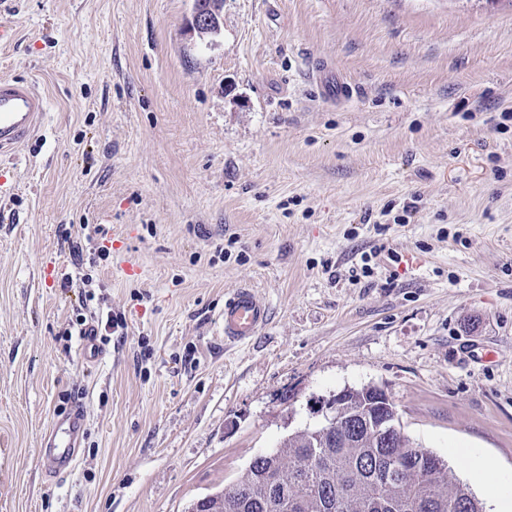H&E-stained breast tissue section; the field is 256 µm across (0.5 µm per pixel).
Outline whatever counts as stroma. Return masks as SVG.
I'll use <instances>...</instances> for the list:
<instances>
[{"instance_id":"obj_1","label":"stroma","mask_w":512,"mask_h":512,"mask_svg":"<svg viewBox=\"0 0 512 512\" xmlns=\"http://www.w3.org/2000/svg\"><path fill=\"white\" fill-rule=\"evenodd\" d=\"M191 7L0 0V78L48 99L0 157V512H187L366 385L494 512L467 457L512 480V0H223L204 43ZM244 285L270 320L232 345ZM97 308L127 328L85 363ZM315 78L318 81L322 97L328 101L341 102L352 97V86L342 77L333 72L315 69ZM269 305L254 288H237L224 300V315L219 323V333L224 341L234 344L247 343L268 323ZM86 411L80 401L58 416L41 439L40 463L57 476L72 472L86 428Z\"/></svg>"}]
</instances>
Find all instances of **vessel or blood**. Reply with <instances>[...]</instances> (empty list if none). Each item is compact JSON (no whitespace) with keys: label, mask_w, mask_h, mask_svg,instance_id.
<instances>
[{"label":"vessel or blood","mask_w":512,"mask_h":512,"mask_svg":"<svg viewBox=\"0 0 512 512\" xmlns=\"http://www.w3.org/2000/svg\"><path fill=\"white\" fill-rule=\"evenodd\" d=\"M321 94L329 101L341 102L352 97L351 85L333 72L316 71ZM47 110L46 98L33 84L0 79V157L12 154L15 148L41 125ZM270 309L254 288L236 289L224 301V315L219 331L225 341L243 344L268 323ZM86 411L81 402H72L58 416L40 443V463L55 475L72 472L84 438Z\"/></svg>","instance_id":"obj_1"}]
</instances>
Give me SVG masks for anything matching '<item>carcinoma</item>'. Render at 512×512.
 Here are the masks:
<instances>
[{"instance_id":"cac0c4a2","label":"carcinoma","mask_w":512,"mask_h":512,"mask_svg":"<svg viewBox=\"0 0 512 512\" xmlns=\"http://www.w3.org/2000/svg\"><path fill=\"white\" fill-rule=\"evenodd\" d=\"M376 396L375 386L348 389L343 410L356 418L346 440L317 425L294 430L230 490L209 494L210 512H483L447 460L433 453L425 465L400 470L409 440L383 448L365 434L360 416Z\"/></svg>"}]
</instances>
